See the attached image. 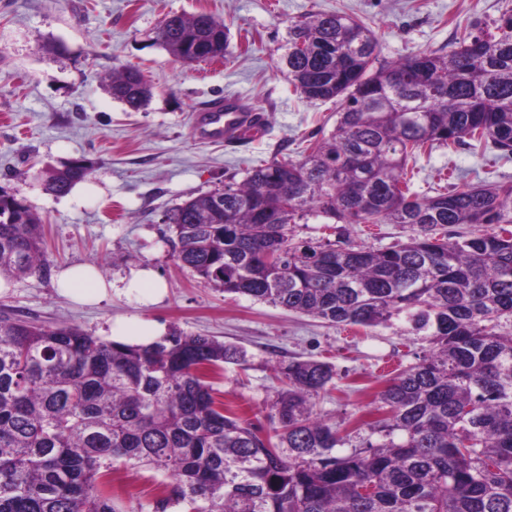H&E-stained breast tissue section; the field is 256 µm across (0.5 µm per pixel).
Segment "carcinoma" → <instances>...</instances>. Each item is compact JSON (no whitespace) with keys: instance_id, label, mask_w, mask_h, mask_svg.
<instances>
[{"instance_id":"cac0c4a2","label":"carcinoma","mask_w":512,"mask_h":512,"mask_svg":"<svg viewBox=\"0 0 512 512\" xmlns=\"http://www.w3.org/2000/svg\"><path fill=\"white\" fill-rule=\"evenodd\" d=\"M156 41L190 64L228 54L207 13L161 19ZM372 26L346 13L288 25V78L336 105L303 157H276L165 213L173 257L203 283L334 326L405 322L428 344L378 394L368 435L348 451L317 416L333 365L291 357L265 431L224 407L206 372L246 352L173 330L147 345L74 325L0 318V512H121L112 467L171 482L156 512H512V182L420 195L409 163L433 146L512 155V8L458 29L445 55L380 63ZM133 111L152 87L112 75ZM91 165L69 161L44 188L68 194ZM0 189V275L50 276L41 217ZM407 224L386 247L296 242L291 225ZM484 227L486 231L476 232Z\"/></svg>"}]
</instances>
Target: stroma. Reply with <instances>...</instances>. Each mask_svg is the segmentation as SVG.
<instances>
[{
  "label": "stroma",
  "mask_w": 512,
  "mask_h": 512,
  "mask_svg": "<svg viewBox=\"0 0 512 512\" xmlns=\"http://www.w3.org/2000/svg\"><path fill=\"white\" fill-rule=\"evenodd\" d=\"M512 0H0V188L19 193L45 226L53 274L6 278L0 313L44 326L70 324L105 338L126 318L202 334L244 349L245 364H225L212 385L225 405L268 426L279 387L277 361L323 360L335 386L316 400L318 415L358 444L377 395L397 370L418 362L425 342L399 326L334 327L246 296L224 293L178 265L161 221L190 194L228 178L242 180L276 153L296 155L301 138L335 124L334 105L295 90L280 58L290 21L311 12L343 11L370 19L379 61L452 49L457 28L485 25ZM207 12L231 31L220 62L184 64L154 41L169 13ZM139 69L153 96L129 111L104 90L108 76ZM224 96L264 109L262 135L230 149L194 136L196 109ZM85 159L88 177L64 196L45 191L42 172ZM512 182V158L491 161L470 145L433 150L416 162L414 189L427 194L442 171ZM92 264L107 280L148 265L167 285L165 297L141 304L119 294L95 304L63 296L54 277L66 265ZM161 473L116 464L112 489L123 512H154Z\"/></svg>",
  "instance_id": "35a3bbf8"
}]
</instances>
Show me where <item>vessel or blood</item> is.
<instances>
[{
	"instance_id": "1",
	"label": "vessel or blood",
	"mask_w": 512,
	"mask_h": 512,
	"mask_svg": "<svg viewBox=\"0 0 512 512\" xmlns=\"http://www.w3.org/2000/svg\"><path fill=\"white\" fill-rule=\"evenodd\" d=\"M266 122L267 115L261 109L247 106L236 98L218 99L197 113L195 130L201 138L233 147L243 138L261 133Z\"/></svg>"
}]
</instances>
